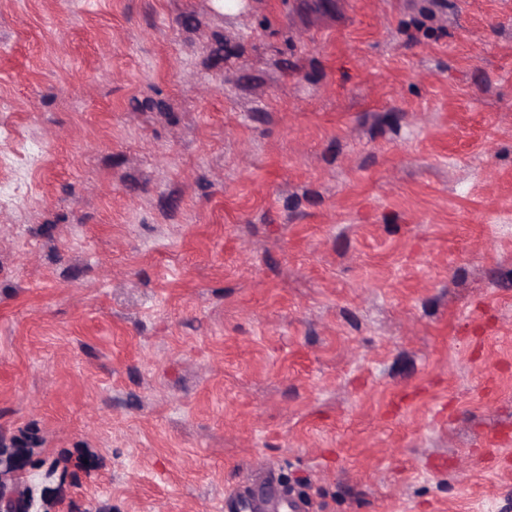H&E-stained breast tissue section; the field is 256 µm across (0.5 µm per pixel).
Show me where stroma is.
Listing matches in <instances>:
<instances>
[{
	"instance_id": "1",
	"label": "stroma",
	"mask_w": 512,
	"mask_h": 512,
	"mask_svg": "<svg viewBox=\"0 0 512 512\" xmlns=\"http://www.w3.org/2000/svg\"><path fill=\"white\" fill-rule=\"evenodd\" d=\"M0 494L512 512V0H0ZM285 506L286 512H304L300 504L288 499V492L265 476L259 484H247L224 492V512H275Z\"/></svg>"
}]
</instances>
